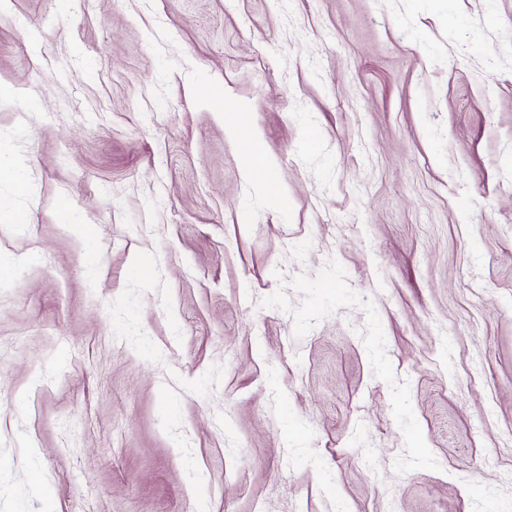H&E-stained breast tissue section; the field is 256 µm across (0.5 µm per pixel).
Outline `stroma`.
<instances>
[{"mask_svg": "<svg viewBox=\"0 0 512 512\" xmlns=\"http://www.w3.org/2000/svg\"><path fill=\"white\" fill-rule=\"evenodd\" d=\"M1 163L0 512H512V0H0Z\"/></svg>", "mask_w": 512, "mask_h": 512, "instance_id": "1", "label": "stroma"}]
</instances>
